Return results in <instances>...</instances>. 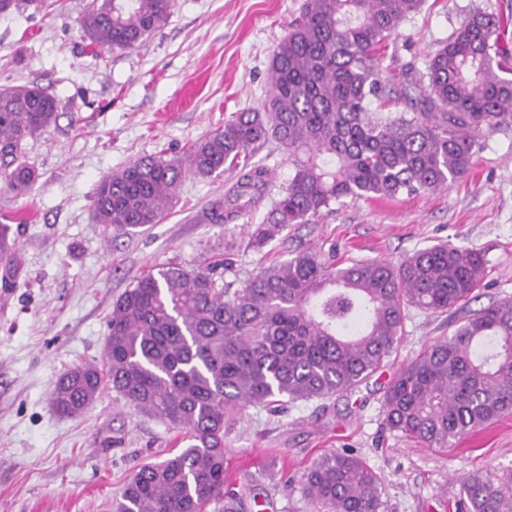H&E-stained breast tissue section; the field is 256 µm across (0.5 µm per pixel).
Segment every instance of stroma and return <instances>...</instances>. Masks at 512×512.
I'll return each instance as SVG.
<instances>
[{
  "label": "stroma",
  "mask_w": 512,
  "mask_h": 512,
  "mask_svg": "<svg viewBox=\"0 0 512 512\" xmlns=\"http://www.w3.org/2000/svg\"><path fill=\"white\" fill-rule=\"evenodd\" d=\"M46 11L0 15V85L35 83L58 105L56 122L29 139L23 159L36 180L27 194L0 187V216L16 245L0 268V512H112V499L145 462L171 452L176 429L104 390L77 417L53 413L51 393L71 367L103 364L107 320L117 297L165 263L196 267L224 255L228 288L274 260L311 250L338 260L399 263L452 243L479 250L484 278L467 305L407 310L387 366L353 391L327 400L249 406L224 418L226 482L255 512H312L298 486L318 458L350 450L380 483L384 512H458L460 479L512 469V416L426 448L390 430L382 395L396 371L448 339L472 311L512 300V124L488 133L470 173L448 190L394 199H340L313 224H293L263 246L252 233L294 170L275 141L252 164L269 171L268 197L227 224L198 217L238 172L186 175L171 212L147 231L96 222L98 181L149 155L185 157L235 113L269 92L272 52L304 0H175L166 23L128 50L94 51L77 20L89 0H49ZM512 20V0H425L384 50L387 71L426 72V57L475 10Z\"/></svg>",
  "instance_id": "35a3bbf8"
}]
</instances>
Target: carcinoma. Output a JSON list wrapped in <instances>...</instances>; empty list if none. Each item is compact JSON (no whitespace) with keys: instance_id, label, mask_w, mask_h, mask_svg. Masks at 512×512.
<instances>
[{"instance_id":"1","label":"carcinoma","mask_w":512,"mask_h":512,"mask_svg":"<svg viewBox=\"0 0 512 512\" xmlns=\"http://www.w3.org/2000/svg\"><path fill=\"white\" fill-rule=\"evenodd\" d=\"M424 0H306L275 47L262 110L239 112L187 159L145 156L104 176L94 192L100 224L140 232L159 223L187 173L240 168L225 197L201 213L227 224L258 206L268 170L248 163L255 147L280 144L294 168L274 200L259 246L292 224H311L341 198L389 199L447 188L465 177L483 134L512 122V37L498 15L477 10L430 56L427 82L384 75L377 50ZM45 0H0V13ZM174 0H91L82 37L100 49H132L170 17ZM417 96H411L412 91ZM57 103L36 84L0 88V182L22 194L35 172L19 161L46 132ZM167 264L141 276L112 305L106 368L78 365L52 391L54 410L75 417L103 388L138 412L184 433L178 453L137 468L112 512H240L224 490V416L283 400H323L384 367L404 334L405 309L445 313L473 299L483 254L439 243L397 264L327 265L304 251L270 265L233 295L218 270ZM388 427L427 448H446L512 415V301L475 311L448 339L426 347L387 386ZM313 512H381L372 471L332 452L299 480ZM466 512H512V471L472 473Z\"/></svg>"}]
</instances>
